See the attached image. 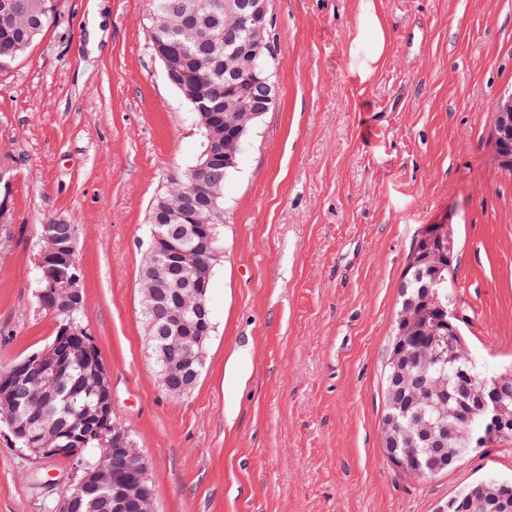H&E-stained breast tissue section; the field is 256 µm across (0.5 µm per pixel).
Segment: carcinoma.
I'll list each match as a JSON object with an SVG mask.
<instances>
[{"instance_id": "1", "label": "carcinoma", "mask_w": 512, "mask_h": 512, "mask_svg": "<svg viewBox=\"0 0 512 512\" xmlns=\"http://www.w3.org/2000/svg\"><path fill=\"white\" fill-rule=\"evenodd\" d=\"M153 20L148 39L153 53H162L175 65L171 85L181 97L195 93L206 98L216 121L224 117V84L229 74L224 62L234 59V52L245 42L246 32L237 31L232 38L224 37L225 0H149ZM58 14L57 0H0V69L16 62L37 38L54 23ZM231 170L219 162L195 175L203 188L224 184ZM191 182L178 183L159 195L152 204L150 215L159 221L150 224V237L142 266L144 284L162 291L161 298L142 314L145 321L153 320L156 327L166 325L173 303L166 297L167 281L158 270L163 262H171L175 248H186L180 233L193 224V210L173 218L172 205L189 192ZM224 224V197H219L213 209V222L208 227L215 237L214 246L221 249V226ZM51 241L56 259L49 270L34 267L37 287L36 302L40 309L51 313L56 326L72 325L79 331L84 323L85 301L72 305L43 296L50 288H64L74 278H81L75 261L76 226L73 224H43L39 229V246ZM428 250V238H419L405 280L401 284V302L393 323V339L383 383L385 394L396 393V399H386L385 417L394 416L401 428L397 436L385 435L386 452L398 460L404 470L419 471L432 478L444 469L438 460L448 459L447 468L454 467L472 449L486 444L487 414L471 417L457 414L458 402L482 384H495L505 402L512 404V372L485 374L473 367L471 354L463 336L465 316H448L455 308L456 272L445 271L433 276L421 255ZM441 335L448 336L452 356L439 359L432 353V344ZM404 353L409 379L394 375L393 359ZM439 381L448 382V418L444 423L457 428L460 438L448 440V447L437 448L428 439L411 445L402 434L426 429L435 423L438 411L421 402ZM168 395L179 398L196 384L178 372L163 379ZM109 389L107 377L94 373L81 360L69 355V361L57 373L49 375L34 366L23 377L10 383V394L18 424L26 428L46 427L54 436L57 448H83L89 467H111L112 461L101 457L98 448L112 444V424L88 422ZM109 488L94 487L83 499L74 503L71 512H109ZM512 498V481H485L465 488L448 499L447 512H465L463 503L498 497Z\"/></svg>"}]
</instances>
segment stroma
I'll return each instance as SVG.
<instances>
[{"label":"stroma","mask_w":512,"mask_h":512,"mask_svg":"<svg viewBox=\"0 0 512 512\" xmlns=\"http://www.w3.org/2000/svg\"><path fill=\"white\" fill-rule=\"evenodd\" d=\"M358 4L270 0L277 99L224 184L214 332L180 398L144 337L141 271L149 207L186 179L204 137L149 48L147 0H60L0 71L14 215L0 368L56 328L34 299L39 226L76 225L85 322L157 512H436L474 482L512 479V444L424 480L387 458L382 435L400 285L430 225L456 229L472 358L489 374L512 361V170L493 142L512 94V0H376L389 49L365 80ZM242 348L248 377L230 394L224 368ZM73 469L34 460L0 425V512H56ZM202 368L203 366L197 367L198 370L193 371L194 374H198L199 371L198 376L193 380L188 379L184 375L183 371L171 374L167 378L162 376V380L164 382V389L167 392V394L174 398H179L187 394L198 381L202 372Z\"/></svg>","instance_id":"obj_1"}]
</instances>
